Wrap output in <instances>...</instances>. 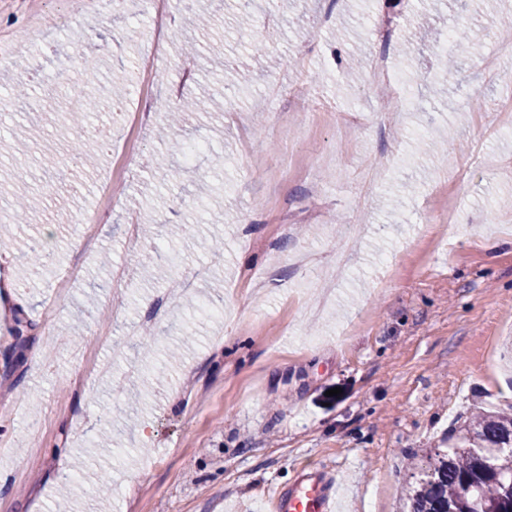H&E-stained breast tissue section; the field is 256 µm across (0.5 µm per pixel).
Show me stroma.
I'll use <instances>...</instances> for the list:
<instances>
[{
    "label": "stroma",
    "instance_id": "1",
    "mask_svg": "<svg viewBox=\"0 0 512 512\" xmlns=\"http://www.w3.org/2000/svg\"><path fill=\"white\" fill-rule=\"evenodd\" d=\"M173 41L153 48L147 0H123L35 34L48 0H0V170L7 189L39 199L41 223L0 222L36 236L43 268L24 276L6 250L12 293L0 299V512H262L264 492L298 472H338L337 512H401L411 463L478 409L512 405V130L500 122L512 85V0H443L436 40L402 44L423 0H169ZM252 31L235 29L243 9ZM470 30L466 41L447 35ZM201 38L196 55L175 42ZM264 40L267 62L250 58ZM167 104L216 90L219 120L178 131L144 122L118 160L147 51ZM383 52L410 97L400 109L369 58ZM452 76H444L447 58ZM126 87L93 168H72L90 125L68 99ZM444 78V92L432 84ZM30 92L12 100L16 83ZM183 149L170 153L172 141ZM170 154L178 181L155 163ZM112 181L93 246L78 218ZM153 223L174 258L146 283L134 226ZM223 238L218 253L202 238ZM348 247L337 283L334 253ZM202 277H195L199 266ZM68 266L81 275L57 294ZM190 280L187 291H172ZM129 449L123 464L92 445Z\"/></svg>",
    "mask_w": 512,
    "mask_h": 512
}]
</instances>
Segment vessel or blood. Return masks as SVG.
Listing matches in <instances>:
<instances>
[{
    "instance_id": "b4317fda",
    "label": "vessel or blood",
    "mask_w": 512,
    "mask_h": 512,
    "mask_svg": "<svg viewBox=\"0 0 512 512\" xmlns=\"http://www.w3.org/2000/svg\"><path fill=\"white\" fill-rule=\"evenodd\" d=\"M335 482L331 474L300 472L288 487L269 489L273 512H336Z\"/></svg>"
}]
</instances>
